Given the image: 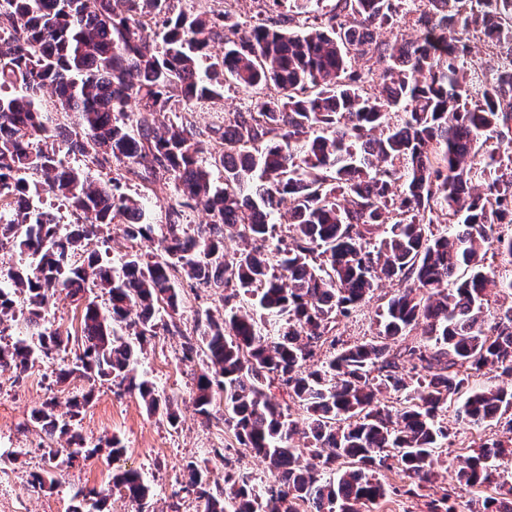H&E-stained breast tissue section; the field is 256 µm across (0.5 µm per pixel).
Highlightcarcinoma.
Wrapping results in <instances>:
<instances>
[{"instance_id": "carcinoma-1", "label": "carcinoma", "mask_w": 512, "mask_h": 512, "mask_svg": "<svg viewBox=\"0 0 512 512\" xmlns=\"http://www.w3.org/2000/svg\"><path fill=\"white\" fill-rule=\"evenodd\" d=\"M231 2L175 12L171 0H0V251L27 257L0 269V368L27 373L67 350L72 333L51 306H81V347L55 377L83 386L30 421L49 456L63 439L69 463L104 449L117 460L119 436L103 448L80 430L96 384L176 425L173 400L136 366L158 326L182 333L185 288L219 294L224 313L197 309L185 336V357H205L194 405L209 420L221 398L224 427L277 479L255 483L227 458L221 486L190 462L181 490L203 512H372L392 494L420 498L452 404L512 433V391L470 387L485 368L512 375V304L492 325L485 314L492 290L512 298L489 262L512 263V0H335L328 12L289 0L288 13L249 27ZM406 13L414 40L374 38ZM475 39L489 57L481 75L468 67ZM215 43L224 53L213 59ZM364 57L373 67L355 66ZM226 86L251 93L248 104L198 128L194 114ZM48 88L61 122L43 105ZM33 175L69 208L66 227L26 203ZM130 176L147 195L121 192ZM151 196L165 202L159 225L145 218ZM200 208L209 223L192 220ZM282 219L289 242L271 247ZM114 224L128 250L87 251ZM226 238L243 244L231 258ZM386 278L402 288L378 307L373 335L342 340L338 320ZM90 286L107 312L83 302ZM275 380L305 429L267 395ZM385 391L403 394L399 407L380 401ZM457 459L458 485L480 493L471 512H512V438ZM112 488L140 506L152 497L133 469L113 473ZM72 499L71 512H105L104 495Z\"/></svg>"}]
</instances>
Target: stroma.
<instances>
[{
  "instance_id": "35a3bbf8",
  "label": "stroma",
  "mask_w": 512,
  "mask_h": 512,
  "mask_svg": "<svg viewBox=\"0 0 512 512\" xmlns=\"http://www.w3.org/2000/svg\"><path fill=\"white\" fill-rule=\"evenodd\" d=\"M397 282H383L378 297L361 305L352 316L341 319L337 332L341 339L353 342L372 334V321L381 303L382 295L392 293ZM184 339L158 330L147 348L140 366L154 382L161 396L174 400L179 408L178 426H170L165 418L148 414L137 395L120 391L109 383L97 385L96 396L82 416L81 430L90 443L119 435L126 446L120 460L99 455L89 461H74L63 467L60 459H51L40 448L38 430L27 422L30 410L53 397H63V385L54 382L52 360H45L32 372L18 374L0 370V453L18 452L14 462L0 463V512H69L72 491L104 490L112 482L118 469L138 470L152 489L154 512H170L169 505L179 502L181 512H192L197 502L192 496L176 499L183 469L186 464L205 465L213 480H222L225 459H233L237 470L262 480L275 482V475L267 465L237 445L224 427L221 414L211 419L198 415L193 406L195 379L201 372V360L183 358ZM446 419L451 431L445 467L427 489L425 499L395 496L385 505L386 512H426V500L440 498L451 492L457 507H464L473 497L471 491L459 488L455 481L457 457L462 446L482 435V428L468 423L456 410H449ZM60 473L58 486L34 491L29 485L32 472Z\"/></svg>"
}]
</instances>
